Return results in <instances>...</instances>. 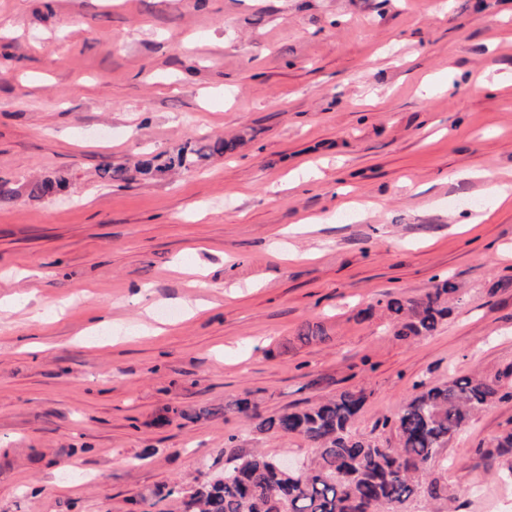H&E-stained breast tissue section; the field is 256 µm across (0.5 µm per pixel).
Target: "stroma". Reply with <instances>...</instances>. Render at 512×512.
<instances>
[{
  "mask_svg": "<svg viewBox=\"0 0 512 512\" xmlns=\"http://www.w3.org/2000/svg\"><path fill=\"white\" fill-rule=\"evenodd\" d=\"M199 168L109 184L100 169L203 136ZM65 176L58 195L30 182ZM512 0H0V512H181L156 487L204 483L232 452L298 462L263 415L347 389L355 425L415 382L512 386ZM203 264L187 288L179 263ZM39 271L37 284L17 271ZM459 299L431 335L360 310L439 277ZM170 332L143 336L139 285ZM37 288L41 317L25 295ZM108 314L122 335L90 334ZM320 325L323 338L301 341ZM512 428L477 414L406 512H512L476 450Z\"/></svg>",
  "mask_w": 512,
  "mask_h": 512,
  "instance_id": "stroma-1",
  "label": "stroma"
}]
</instances>
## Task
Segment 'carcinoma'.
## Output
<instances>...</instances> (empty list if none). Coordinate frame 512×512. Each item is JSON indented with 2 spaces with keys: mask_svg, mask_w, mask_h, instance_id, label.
I'll return each mask as SVG.
<instances>
[{
  "mask_svg": "<svg viewBox=\"0 0 512 512\" xmlns=\"http://www.w3.org/2000/svg\"><path fill=\"white\" fill-rule=\"evenodd\" d=\"M237 141L204 138L130 167L109 164L100 177L109 183H128L134 174H165L189 170L216 153L232 151ZM65 187L60 178L38 180L28 195L41 198ZM459 293L449 278L439 280L417 299L391 297L383 309L401 339L426 336L448 317V302ZM415 393L392 417L381 422L396 438V446L366 440L353 432L367 396L364 390L339 395L305 409L263 416L248 398L224 405L254 424L259 433L298 434L313 448L310 462L296 472L282 474L278 460L259 452L236 454L224 472L189 490L160 487L153 496L182 499L183 512H403L425 489L432 499L451 500L438 479L426 480L440 450L465 428L473 416L498 399L512 397L498 381L478 374L447 381L414 384ZM485 468L512 476V429L477 449Z\"/></svg>",
  "mask_w": 512,
  "mask_h": 512,
  "instance_id": "cac0c4a2",
  "label": "carcinoma"
}]
</instances>
